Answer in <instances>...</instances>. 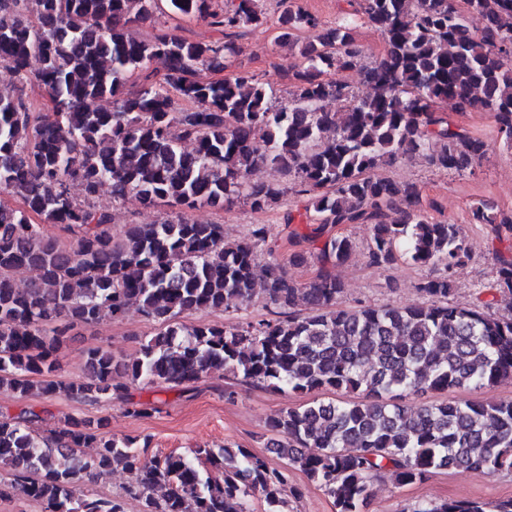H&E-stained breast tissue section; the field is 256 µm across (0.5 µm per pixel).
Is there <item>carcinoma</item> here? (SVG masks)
<instances>
[{"label":"carcinoma","mask_w":512,"mask_h":512,"mask_svg":"<svg viewBox=\"0 0 512 512\" xmlns=\"http://www.w3.org/2000/svg\"><path fill=\"white\" fill-rule=\"evenodd\" d=\"M351 17L325 28L294 0H279V40L317 32L299 47L291 104L276 108L269 90L242 71L224 72L236 40L266 16L255 0H0V65L17 88L0 90V388L17 397L120 399L134 417L158 409L136 400V385H191L228 372L249 385L314 399L267 422L278 458L333 499L336 512H364L375 481L423 484L438 470L495 476L512 472V399L431 401L410 410L405 399L427 392L481 391L512 382V255H496L499 293L471 306L452 301L454 270L470 258L460 224L435 221L413 185L375 174L383 162L426 155L439 170L462 175L486 155L487 142L440 108L482 109L496 140L512 149V0H349ZM193 15L216 33L193 40L160 14ZM477 15L482 26L472 27ZM378 29L386 51L364 71L363 93L331 70L358 68L355 18ZM148 26L147 39L131 29ZM36 84L44 102L23 92ZM343 104L336 112L329 102ZM270 166L297 179L296 194L313 214L309 233L284 222L288 241L320 242L309 253L316 276L299 282L278 260L259 265L250 239L224 240V225L188 213L241 199L255 211L286 190L254 181ZM115 202L136 197L170 209L154 224L112 233V216L94 203L102 189ZM471 220L487 234L512 233V214L480 200ZM53 224L76 235L69 246L44 235ZM367 224L366 258L387 267L400 257L442 273L421 279L425 299L408 307L352 308L340 299L334 269L355 243L332 233ZM37 276L16 284L14 273ZM274 317L231 325L183 323L205 310L248 304L256 285ZM507 312L493 311L497 296ZM300 304L306 315L295 313ZM135 309L159 325L131 360L109 350L86 352L80 380L53 378L57 354L77 326L118 320ZM126 382L117 383L118 377ZM108 419L69 417L47 427L34 410L0 415V497L12 492L44 512H124L90 484L120 467L133 480L125 494L142 512H286L285 471L237 444L194 450L197 466L173 453L146 458L136 437L108 435ZM92 448L87 454L84 449ZM320 452L312 453L310 449ZM410 512H512V498L421 500Z\"/></svg>","instance_id":"1"}]
</instances>
